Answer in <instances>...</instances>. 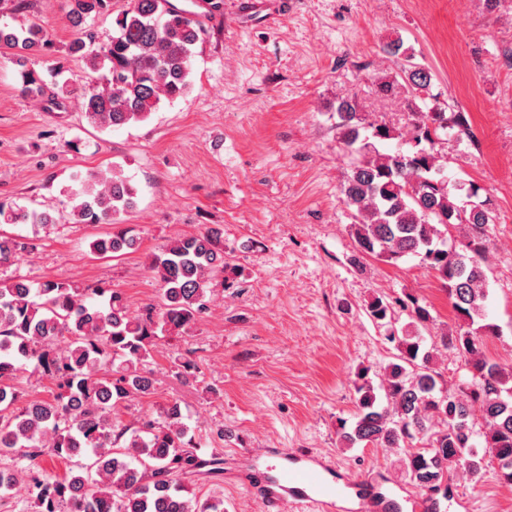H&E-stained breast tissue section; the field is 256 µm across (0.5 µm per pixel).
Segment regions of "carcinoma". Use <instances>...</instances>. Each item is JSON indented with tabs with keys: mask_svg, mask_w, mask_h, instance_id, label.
Returning <instances> with one entry per match:
<instances>
[{
	"mask_svg": "<svg viewBox=\"0 0 512 512\" xmlns=\"http://www.w3.org/2000/svg\"><path fill=\"white\" fill-rule=\"evenodd\" d=\"M67 7L74 32L67 53L85 63L87 82L80 91L57 84L52 99L77 98L90 124L120 128L147 119L162 101L191 92L192 60L206 35L198 14L172 0H128L112 37L99 43L91 22L109 10L110 0H67ZM47 47L33 22L0 27V50L10 51L21 66ZM431 85L430 70L410 55L401 80L377 84L379 94L402 95L407 102L406 150L377 147L403 137L402 129L368 121L352 99L336 107V134L354 156L341 185L353 208L357 253L350 263L361 271L366 256L391 263L413 256L434 270L458 321L455 333L443 337V346L457 351L472 382L462 383L457 393H443L440 374L430 367L432 352L420 335L431 321L429 310L411 295L395 301L377 296L366 314L386 329L385 339L397 354L378 387L369 370L357 373L356 418L350 425L340 422L339 434L349 447H409L411 479L446 500L445 478L453 465L479 478L494 464L499 478L512 484V370L486 356L484 337L496 330L480 323L489 229L496 215L487 200L469 209L457 204L460 191L479 196L477 183L442 180L447 167L439 163L441 133L467 135L469 120L464 112L447 113L430 93ZM24 88L36 98L47 91L33 71L24 72ZM65 193L74 221L114 224L134 207L137 188L114 168L75 175ZM62 218L48 210L0 206L1 224L48 225ZM455 224L468 225L471 233L461 249L452 251L447 234ZM135 246L124 229L90 244L99 256L123 255ZM33 250L23 235L0 234L1 265ZM148 269L160 287V304L141 310L110 288L25 278L0 282V456L15 461L14 467L0 469L1 498L24 484L33 512H224L219 499L200 504L189 497L179 479L184 470H201L205 463L192 451L178 401L169 402L158 421L137 428L119 424L123 401L152 393L153 380L143 366L153 357L158 335H178L194 323L213 281L228 270L224 225L171 240L151 256ZM398 308L409 318L400 330L391 325ZM29 366L54 381L50 398L23 400L14 381ZM476 407L486 425L478 444L468 425ZM45 455L72 463L77 473L57 478L39 464Z\"/></svg>",
	"mask_w": 512,
	"mask_h": 512,
	"instance_id": "cac0c4a2",
	"label": "carcinoma"
}]
</instances>
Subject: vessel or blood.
<instances>
[{"label":"vessel or blood","mask_w":512,"mask_h":512,"mask_svg":"<svg viewBox=\"0 0 512 512\" xmlns=\"http://www.w3.org/2000/svg\"><path fill=\"white\" fill-rule=\"evenodd\" d=\"M246 488L264 512H284L287 505L315 504L320 512H402L400 497L372 481L351 478L313 452L271 448L252 458Z\"/></svg>","instance_id":"b4317fda"}]
</instances>
